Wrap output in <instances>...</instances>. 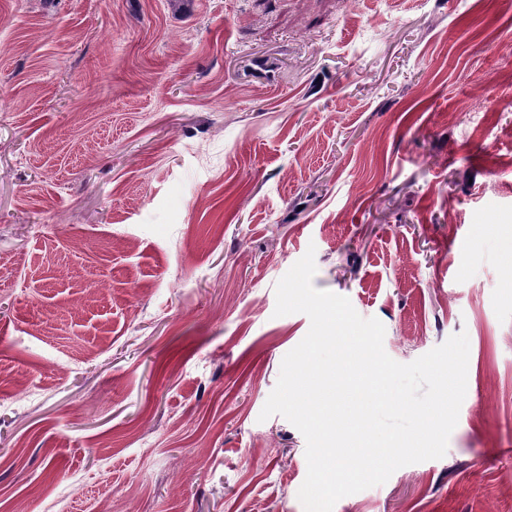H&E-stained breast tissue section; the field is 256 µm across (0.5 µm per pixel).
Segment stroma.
<instances>
[{"label": "stroma", "mask_w": 512, "mask_h": 512, "mask_svg": "<svg viewBox=\"0 0 512 512\" xmlns=\"http://www.w3.org/2000/svg\"><path fill=\"white\" fill-rule=\"evenodd\" d=\"M512 0H0V512H304L259 415L313 285L409 363L444 457L333 512H512Z\"/></svg>", "instance_id": "1"}]
</instances>
